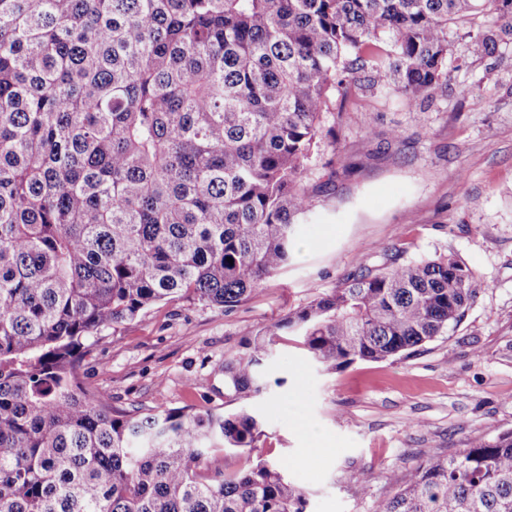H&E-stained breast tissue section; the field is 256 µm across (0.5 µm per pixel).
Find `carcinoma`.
<instances>
[{
    "label": "carcinoma",
    "mask_w": 512,
    "mask_h": 512,
    "mask_svg": "<svg viewBox=\"0 0 512 512\" xmlns=\"http://www.w3.org/2000/svg\"><path fill=\"white\" fill-rule=\"evenodd\" d=\"M480 15L512 35V0H0V512H307L284 462L226 470L257 417L118 411L83 386L87 342L160 303L248 301L288 264L330 98L433 97L449 34L497 51ZM396 260L248 330L225 397L262 392L279 336L381 362L484 288L453 254ZM395 483L374 512H512V430Z\"/></svg>",
    "instance_id": "cac0c4a2"
}]
</instances>
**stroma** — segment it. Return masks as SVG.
I'll return each mask as SVG.
<instances>
[{"mask_svg": "<svg viewBox=\"0 0 512 512\" xmlns=\"http://www.w3.org/2000/svg\"><path fill=\"white\" fill-rule=\"evenodd\" d=\"M336 143L308 165L311 207L292 256L232 313L160 304L88 349L85 384L113 407L188 405L259 416L258 448L228 471L287 459L308 512H373L421 460L512 429V40L490 56L452 38L447 79L414 103L395 85L356 90ZM452 253L486 284L460 325L407 357L331 372L289 336L264 366L266 388L225 399L226 357L248 328L328 294L383 252Z\"/></svg>", "mask_w": 512, "mask_h": 512, "instance_id": "35a3bbf8", "label": "stroma"}]
</instances>
